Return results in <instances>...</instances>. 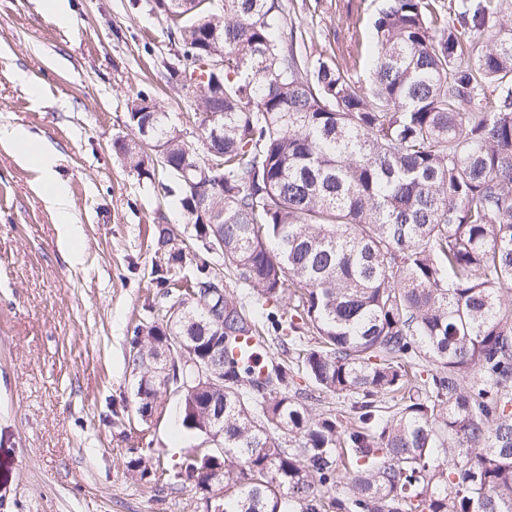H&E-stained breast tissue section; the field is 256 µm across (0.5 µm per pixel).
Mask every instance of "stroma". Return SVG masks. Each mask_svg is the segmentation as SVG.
Segmentation results:
<instances>
[{"label":"stroma","instance_id":"1","mask_svg":"<svg viewBox=\"0 0 512 512\" xmlns=\"http://www.w3.org/2000/svg\"><path fill=\"white\" fill-rule=\"evenodd\" d=\"M144 2L69 0L75 23L63 28L40 0H0V126L55 145L82 228L74 264L34 173L0 144V512H203L175 472L204 437L180 426L175 395L164 394L162 417L137 413L127 359L133 326L165 303L153 275L168 258L158 225L178 231L177 276L205 255L194 225L164 196V174L139 180L113 148L128 133L127 101L144 85L186 121L188 140L204 136L195 99L165 78L167 23ZM351 2L292 0V23L314 34L310 52L346 54L382 5L362 0L354 12ZM21 71L39 96L19 83ZM135 448L159 453L161 481L131 478Z\"/></svg>","mask_w":512,"mask_h":512}]
</instances>
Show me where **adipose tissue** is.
<instances>
[{
  "label": "adipose tissue",
  "instance_id": "obj_1",
  "mask_svg": "<svg viewBox=\"0 0 512 512\" xmlns=\"http://www.w3.org/2000/svg\"><path fill=\"white\" fill-rule=\"evenodd\" d=\"M0 143L9 145L34 168L45 200L57 216L60 244L70 255H77L81 227L72 219L67 186L56 171V148L46 139L34 136L23 126L0 127Z\"/></svg>",
  "mask_w": 512,
  "mask_h": 512
}]
</instances>
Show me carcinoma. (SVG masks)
Wrapping results in <instances>:
<instances>
[{
    "mask_svg": "<svg viewBox=\"0 0 512 512\" xmlns=\"http://www.w3.org/2000/svg\"><path fill=\"white\" fill-rule=\"evenodd\" d=\"M153 8L174 88L177 56L224 54L191 93L222 168L147 87L113 147L140 179L168 177L249 295L208 296L206 261L185 281L158 270L175 300L132 329L138 412H163L167 383L212 444L189 450L183 485L204 512H512V3L385 0L372 48L359 36L340 61L302 49L282 0ZM219 333L224 385L171 357L175 337L204 358ZM246 334L281 350L259 378L230 353ZM301 380L346 410L312 413Z\"/></svg>",
    "mask_w": 512,
    "mask_h": 512,
    "instance_id": "cac0c4a2",
    "label": "carcinoma"
}]
</instances>
